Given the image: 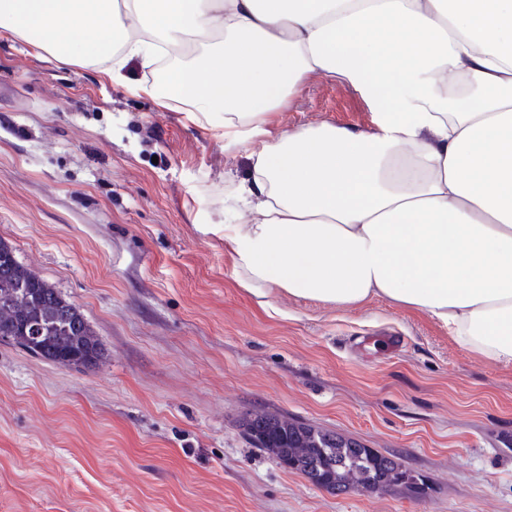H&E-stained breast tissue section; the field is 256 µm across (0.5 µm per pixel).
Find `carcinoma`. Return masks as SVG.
<instances>
[{
	"label": "carcinoma",
	"instance_id": "1",
	"mask_svg": "<svg viewBox=\"0 0 512 512\" xmlns=\"http://www.w3.org/2000/svg\"><path fill=\"white\" fill-rule=\"evenodd\" d=\"M0 341L29 354L75 368L102 356L101 343L80 308L19 262L0 239ZM246 439L313 485L346 494L353 489L411 488L415 476L394 455L360 441L275 412H249L241 421Z\"/></svg>",
	"mask_w": 512,
	"mask_h": 512
}]
</instances>
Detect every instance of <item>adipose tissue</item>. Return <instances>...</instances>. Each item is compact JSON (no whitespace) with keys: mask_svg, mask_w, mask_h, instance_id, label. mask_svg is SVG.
<instances>
[{"mask_svg":"<svg viewBox=\"0 0 512 512\" xmlns=\"http://www.w3.org/2000/svg\"><path fill=\"white\" fill-rule=\"evenodd\" d=\"M0 33L251 146L224 251L261 306L387 299L512 362V0H0ZM173 53L164 86L128 80ZM312 73L354 83L374 132L272 136Z\"/></svg>","mask_w":512,"mask_h":512,"instance_id":"ef3b65f1","label":"adipose tissue"}]
</instances>
